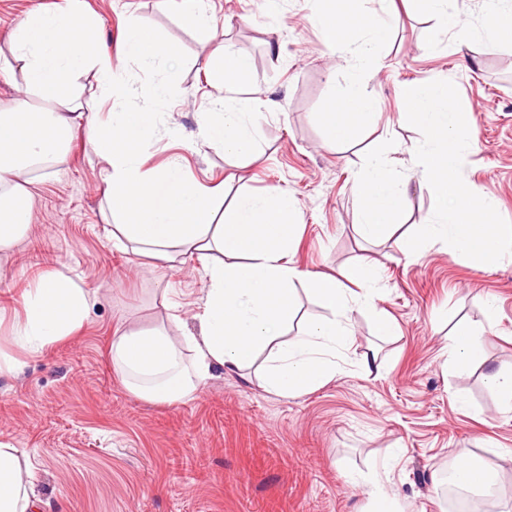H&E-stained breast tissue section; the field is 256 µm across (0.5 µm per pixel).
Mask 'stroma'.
I'll return each instance as SVG.
<instances>
[{
  "label": "stroma",
  "mask_w": 512,
  "mask_h": 512,
  "mask_svg": "<svg viewBox=\"0 0 512 512\" xmlns=\"http://www.w3.org/2000/svg\"><path fill=\"white\" fill-rule=\"evenodd\" d=\"M103 20L101 38L120 56L127 24L139 21L175 47L174 69L123 64L126 101L155 115L146 164L179 160L186 177L243 193H290L299 225L291 260L305 274L347 275L375 264L372 302L348 313L352 339L336 354V376L283 397L246 374L215 369L192 399L168 405L130 393L112 369L115 330H144L176 303L187 331L204 283L195 257L174 270L112 246L98 190L99 159L77 131L61 160L35 172L25 236L0 257V303L19 307L25 288L63 271L94 292L82 328L21 369L0 376V440L35 449L29 479L40 512H370L356 477L379 479L405 512H452L447 469L469 448L497 468L507 492L494 512H512V412L498 409L489 367L512 366V261L485 266L429 243L408 256L399 238L428 223L434 199L416 172L421 132L407 123L404 92L434 80L455 84L473 151L463 179L494 196L512 221V50L487 39L458 45L430 15L401 9L368 78L382 116L336 147L323 142L333 97L354 77L351 50L371 37L377 0H355L361 26L345 44L324 41L317 0H206L212 38L201 42L174 5L159 0H84ZM247 56L251 71L229 86L210 83L204 63L217 47ZM172 85L160 98L155 84ZM255 104L259 154L250 161L204 140V115L224 100ZM382 155L408 183L404 224L366 240L355 229L365 159ZM495 308H488V299ZM395 333L378 335L376 315ZM461 321L483 331L487 364L459 375L444 363ZM376 356L380 373L362 355Z\"/></svg>",
  "instance_id": "stroma-1"
}]
</instances>
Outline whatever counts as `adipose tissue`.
I'll use <instances>...</instances> for the list:
<instances>
[{
    "label": "adipose tissue",
    "mask_w": 512,
    "mask_h": 512,
    "mask_svg": "<svg viewBox=\"0 0 512 512\" xmlns=\"http://www.w3.org/2000/svg\"><path fill=\"white\" fill-rule=\"evenodd\" d=\"M432 14L459 40L480 36L512 47V0H486L487 25L474 30L461 23L457 0H411ZM78 0L53 6L21 21L10 35L8 66L23 74L24 92L12 111L0 113V253L25 235L30 221L34 165L52 164L66 153L74 131L92 133L103 202L114 223L113 245L176 268L182 256L196 255L205 280L197 306L199 335H172L181 323L170 312L146 331L115 332L113 370L136 396L177 404L194 398L214 368L242 371L263 358L262 381L271 392L288 396L316 389L336 375L334 355L351 341L347 313L352 304H370L374 265L359 267L353 278L359 291L330 275L305 276L289 253L297 233L296 203L283 190L240 196L223 223H215L219 188L189 181L178 160L161 171L146 167L142 153L153 124L148 112H113L100 118L101 100L114 98L123 85L122 68L99 39V18L81 13ZM125 57L146 69L174 65L177 52L163 46L149 28L130 24ZM95 84H80L86 70ZM379 101L364 81H355L332 100L323 126L329 143L349 139L356 129L374 125ZM253 110L241 102L225 107L220 119L207 120L202 133L225 152L254 157L250 129ZM362 205L356 230L366 239L402 223L408 184L392 177L384 159L370 155L360 182ZM304 283L325 309L300 334L285 339L296 320L295 283ZM94 297L64 273L41 276L22 296L23 315L12 325L18 350L37 354L83 325ZM449 367L465 374L484 361L479 329L458 324L444 351ZM36 501L24 485L20 452L0 442V512H34Z\"/></svg>",
    "instance_id": "1"
}]
</instances>
